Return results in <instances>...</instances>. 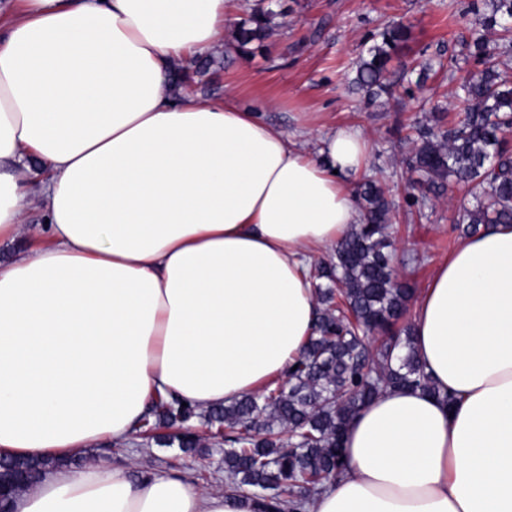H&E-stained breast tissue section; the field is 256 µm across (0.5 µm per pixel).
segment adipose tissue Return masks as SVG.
I'll return each mask as SVG.
<instances>
[{"mask_svg":"<svg viewBox=\"0 0 512 512\" xmlns=\"http://www.w3.org/2000/svg\"><path fill=\"white\" fill-rule=\"evenodd\" d=\"M0 10V457L130 437L157 397L208 410L283 378L313 334L312 256L363 214L359 128L296 146L234 94L174 90L231 0H11ZM39 211L41 223L28 221ZM437 393L362 407L307 512H512V225L463 239L413 317ZM453 402H446L445 394ZM101 460L13 512H258Z\"/></svg>","mask_w":512,"mask_h":512,"instance_id":"obj_1","label":"adipose tissue"}]
</instances>
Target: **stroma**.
<instances>
[{
	"instance_id": "obj_1",
	"label": "stroma",
	"mask_w": 512,
	"mask_h": 512,
	"mask_svg": "<svg viewBox=\"0 0 512 512\" xmlns=\"http://www.w3.org/2000/svg\"><path fill=\"white\" fill-rule=\"evenodd\" d=\"M273 8L279 28L264 49L249 56L232 49L212 53L202 61L190 92L203 103L221 100L229 91L251 105L273 101L264 119L309 149L331 129L361 128L369 143L363 172L382 182L396 204L391 226L395 267L411 273L415 290H423L437 264L461 241L453 226L463 196L454 192L432 199L422 220L406 214L402 202L409 175L402 160L409 146L399 129L418 112L419 101L450 106L454 85L431 79L416 99L382 97L371 103L363 92H348L345 82L376 28L393 19L412 27V41L393 62L398 75L403 65L450 53L485 12L484 0H275ZM100 454L115 466L185 473L205 489L215 487L220 471L217 449L190 458L177 446L139 440L104 443Z\"/></svg>"
}]
</instances>
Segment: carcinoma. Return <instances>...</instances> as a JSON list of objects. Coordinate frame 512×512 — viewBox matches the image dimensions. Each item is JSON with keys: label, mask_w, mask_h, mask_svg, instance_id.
<instances>
[{"label": "carcinoma", "mask_w": 512, "mask_h": 512, "mask_svg": "<svg viewBox=\"0 0 512 512\" xmlns=\"http://www.w3.org/2000/svg\"><path fill=\"white\" fill-rule=\"evenodd\" d=\"M478 27L439 67L455 81L456 112L438 113L435 124L418 131L404 163L422 179L404 202L420 208L449 187L474 196L455 230L474 235L496 224H512V0H488ZM277 12L256 0L233 32L238 49L273 36ZM412 36L409 26L391 21L370 34L373 44L360 57L353 84L370 96L403 90L390 81L393 55ZM473 61L462 71L458 57ZM355 195L361 224L336 241L330 261L314 266L320 303L314 336L288 368L282 382L199 415L177 399L156 400L141 419L137 436L165 445L178 442L189 456L209 452L206 439L223 446L227 487L263 504V512H303L310 494L344 469L341 443L360 408L388 388H436L419 360L412 332L395 329L412 294L390 266L389 227L393 203L381 185L367 179ZM383 335L375 369L365 366V341ZM79 461L10 460L0 499L28 490L50 467Z\"/></svg>", "instance_id": "carcinoma-1"}]
</instances>
